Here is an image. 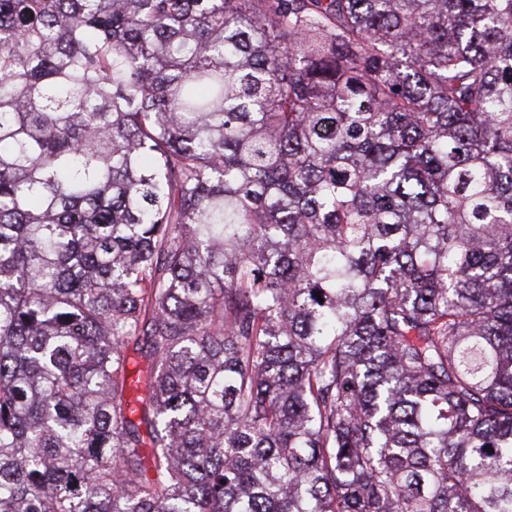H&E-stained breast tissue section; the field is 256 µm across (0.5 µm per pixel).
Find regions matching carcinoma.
Listing matches in <instances>:
<instances>
[{"label":"carcinoma","mask_w":512,"mask_h":512,"mask_svg":"<svg viewBox=\"0 0 512 512\" xmlns=\"http://www.w3.org/2000/svg\"><path fill=\"white\" fill-rule=\"evenodd\" d=\"M0 512H512V0H0Z\"/></svg>","instance_id":"cac0c4a2"}]
</instances>
